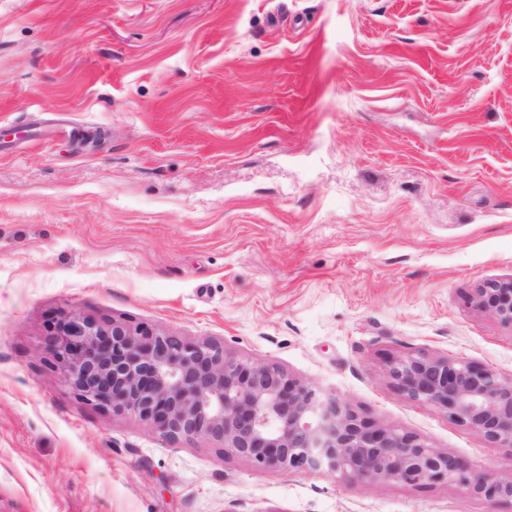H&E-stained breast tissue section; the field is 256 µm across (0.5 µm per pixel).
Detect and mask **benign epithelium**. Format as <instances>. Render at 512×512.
Returning a JSON list of instances; mask_svg holds the SVG:
<instances>
[{
    "label": "benign epithelium",
    "mask_w": 512,
    "mask_h": 512,
    "mask_svg": "<svg viewBox=\"0 0 512 512\" xmlns=\"http://www.w3.org/2000/svg\"><path fill=\"white\" fill-rule=\"evenodd\" d=\"M474 300L512 329V276L486 283ZM55 346L84 400L149 421L169 442L202 438L261 468L325 470L362 483L446 480L512 507V477L410 433L372 425L281 367L232 357L216 342L104 325L70 312L59 324ZM387 374L402 395L446 409L512 449V378L463 359L413 355L392 358Z\"/></svg>",
    "instance_id": "7a95c632"
}]
</instances>
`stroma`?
Segmentation results:
<instances>
[{
	"mask_svg": "<svg viewBox=\"0 0 512 512\" xmlns=\"http://www.w3.org/2000/svg\"><path fill=\"white\" fill-rule=\"evenodd\" d=\"M512 0H0V512H491L84 400L65 314L274 363L512 475L387 363L512 377ZM474 300L479 308L490 312L500 324L512 329V276L477 288Z\"/></svg>",
	"mask_w": 512,
	"mask_h": 512,
	"instance_id": "1",
	"label": "stroma"
}]
</instances>
